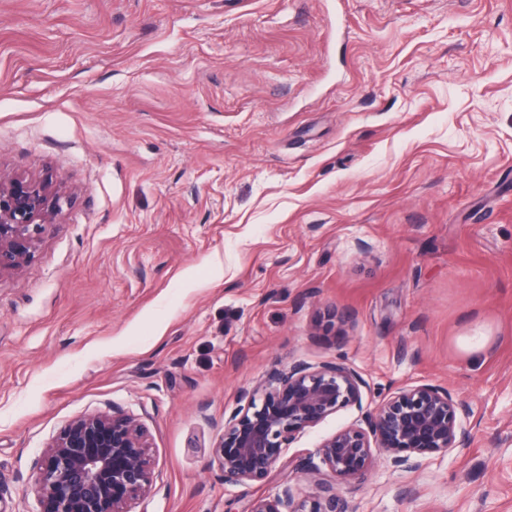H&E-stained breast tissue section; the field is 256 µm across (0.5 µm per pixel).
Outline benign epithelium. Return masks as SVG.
Listing matches in <instances>:
<instances>
[{
	"instance_id": "1",
	"label": "benign epithelium",
	"mask_w": 512,
	"mask_h": 512,
	"mask_svg": "<svg viewBox=\"0 0 512 512\" xmlns=\"http://www.w3.org/2000/svg\"><path fill=\"white\" fill-rule=\"evenodd\" d=\"M63 195L49 178L0 172V276L27 263L39 235L62 211ZM366 382L344 362H294L270 369L247 405L224 420L213 462L224 482H266L305 429L348 406H362ZM474 425L467 401L439 385L402 388L354 424L325 438L320 464L302 467L311 491L289 486L253 501L250 512H354L336 483L358 484L385 458L416 471L433 454L467 447ZM332 475L321 477V468ZM40 512H134L152 491L154 460L134 415L114 408L73 421L43 452L31 476Z\"/></svg>"
}]
</instances>
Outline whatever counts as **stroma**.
Masks as SVG:
<instances>
[{
  "label": "stroma",
  "mask_w": 512,
  "mask_h": 512,
  "mask_svg": "<svg viewBox=\"0 0 512 512\" xmlns=\"http://www.w3.org/2000/svg\"><path fill=\"white\" fill-rule=\"evenodd\" d=\"M0 170L71 199L0 277V512L114 407L153 448L135 512L304 495L323 439L420 384L470 403L468 448L339 492L512 512V0H0ZM339 359L361 406L225 483L262 375Z\"/></svg>",
  "instance_id": "35a3bbf8"
}]
</instances>
